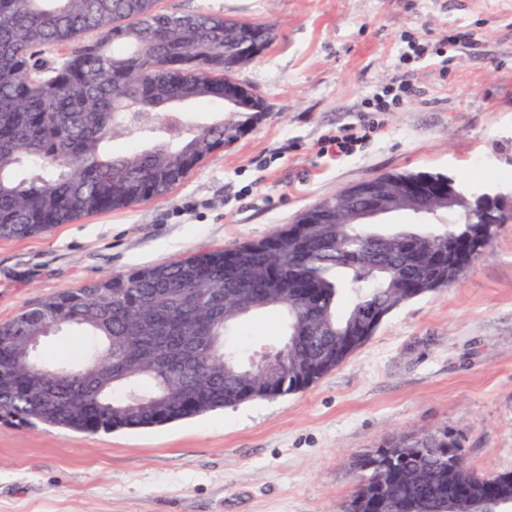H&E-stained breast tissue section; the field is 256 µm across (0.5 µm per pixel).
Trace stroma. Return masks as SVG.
<instances>
[{"instance_id": "stroma-1", "label": "stroma", "mask_w": 512, "mask_h": 512, "mask_svg": "<svg viewBox=\"0 0 512 512\" xmlns=\"http://www.w3.org/2000/svg\"><path fill=\"white\" fill-rule=\"evenodd\" d=\"M266 23L235 79L266 105L169 194L0 239V323L132 267L257 239L390 172L448 174L512 211V0H159ZM467 44L448 43L453 30ZM428 44L418 57L410 42ZM410 81L417 96L371 113ZM374 116L349 154L336 130ZM274 309L237 345L282 338ZM448 429L479 476L512 471V218L450 284L398 308L306 390L161 427L94 435L0 421V512H339L352 462L401 433Z\"/></svg>"}]
</instances>
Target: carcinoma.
<instances>
[{"label":"carcinoma","instance_id":"carcinoma-1","mask_svg":"<svg viewBox=\"0 0 512 512\" xmlns=\"http://www.w3.org/2000/svg\"><path fill=\"white\" fill-rule=\"evenodd\" d=\"M265 45V24L210 13L173 15L156 0H0V238H27L57 224L169 193L207 157L249 130L266 106L232 72L243 60L225 47L244 29ZM234 88L250 111L199 121L165 114L174 101L197 112ZM134 146L112 150L115 140ZM454 182L439 172L385 174L374 184L401 196L413 182ZM329 197L271 234L233 249L134 267L77 289L58 291L0 323V420L42 423L84 434L149 428L268 397L260 369L224 345L241 311L276 308L289 346L274 395L306 389L361 347L374 329L362 309L391 313L423 294L448 251L476 248L467 224L442 233L373 224H313L336 217ZM354 298L338 313L342 282ZM74 330L98 344L85 364L38 365L33 378L16 361L34 336ZM123 388L141 402L111 398ZM448 430L426 432L407 459L380 472L373 463L349 498L396 485L382 512H455L448 488L512 501L508 473L495 480L448 470Z\"/></svg>","mask_w":512,"mask_h":512}]
</instances>
